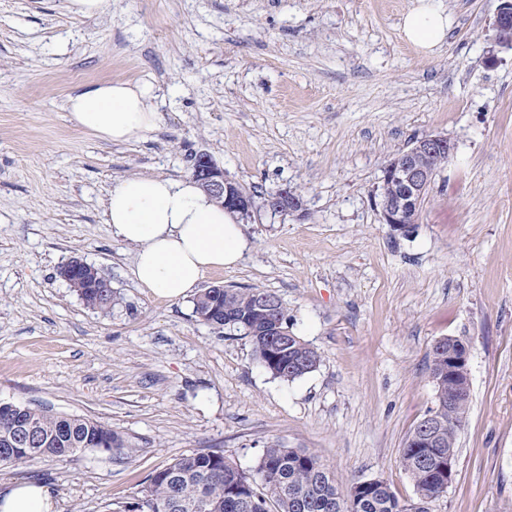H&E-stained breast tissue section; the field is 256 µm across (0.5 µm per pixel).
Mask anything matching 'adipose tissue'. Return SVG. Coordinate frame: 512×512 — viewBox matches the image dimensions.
Instances as JSON below:
<instances>
[{
    "mask_svg": "<svg viewBox=\"0 0 512 512\" xmlns=\"http://www.w3.org/2000/svg\"><path fill=\"white\" fill-rule=\"evenodd\" d=\"M405 40L431 54L448 34V17L436 0H417L402 24ZM148 86L97 82L73 90L66 102L76 128L112 143L153 131L158 114ZM105 216L113 234L135 248L132 273L141 288L178 301L191 295L205 274L234 265L247 246L235 215L190 178L130 176L117 180ZM0 512H56L50 487L33 481L9 485Z\"/></svg>",
    "mask_w": 512,
    "mask_h": 512,
    "instance_id": "adipose-tissue-1",
    "label": "adipose tissue"
}]
</instances>
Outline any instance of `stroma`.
<instances>
[{"label": "stroma", "instance_id": "1", "mask_svg": "<svg viewBox=\"0 0 512 512\" xmlns=\"http://www.w3.org/2000/svg\"><path fill=\"white\" fill-rule=\"evenodd\" d=\"M416 0H0V401L99 421L126 447L39 457L0 484L49 486L57 512H123L175 459L220 451L253 473L277 442L340 484L380 479L414 498L399 456L434 408V344L471 343L470 408L455 475L433 512L512 505V52L489 64L499 0H437L434 54L404 40ZM151 87L157 128L123 144L75 128L65 103L98 81ZM445 134L409 235L371 204L388 161ZM208 155L256 200L291 187L301 216L263 211L248 247L202 287L276 293L288 329L320 355L272 377L243 333L192 299L139 288L135 249L104 215L112 183L190 176ZM79 257L115 295L88 308L58 274ZM106 0H67V10L75 17L92 18L101 14Z\"/></svg>", "mask_w": 512, "mask_h": 512}]
</instances>
